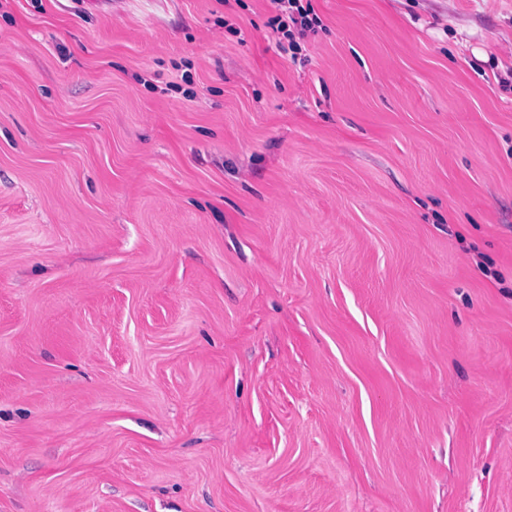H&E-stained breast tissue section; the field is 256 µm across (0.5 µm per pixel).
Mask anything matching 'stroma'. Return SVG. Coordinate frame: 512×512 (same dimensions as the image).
<instances>
[{
    "instance_id": "obj_1",
    "label": "stroma",
    "mask_w": 512,
    "mask_h": 512,
    "mask_svg": "<svg viewBox=\"0 0 512 512\" xmlns=\"http://www.w3.org/2000/svg\"><path fill=\"white\" fill-rule=\"evenodd\" d=\"M0 0V512H512V0ZM275 5L278 14L271 17L268 27L272 30L275 38V46L281 51L292 52V58L302 52L300 43L296 40V34L304 37L306 32H316L315 27L319 26L318 16L311 3L303 6V0H269ZM287 42V48L284 44Z\"/></svg>"
}]
</instances>
